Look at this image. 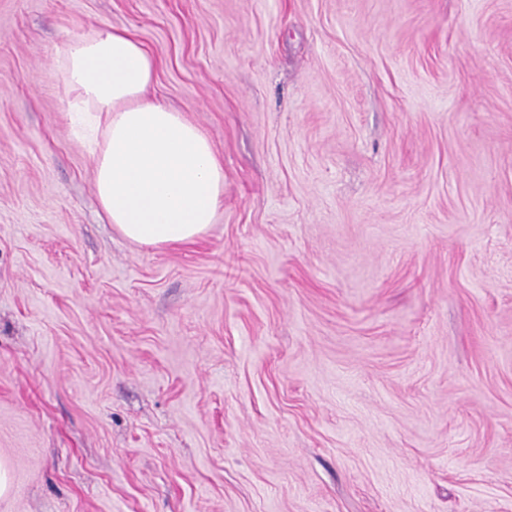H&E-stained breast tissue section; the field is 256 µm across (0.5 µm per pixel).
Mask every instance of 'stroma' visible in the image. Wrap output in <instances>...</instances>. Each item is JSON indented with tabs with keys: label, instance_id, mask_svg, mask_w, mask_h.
Segmentation results:
<instances>
[{
	"label": "stroma",
	"instance_id": "stroma-1",
	"mask_svg": "<svg viewBox=\"0 0 512 512\" xmlns=\"http://www.w3.org/2000/svg\"><path fill=\"white\" fill-rule=\"evenodd\" d=\"M155 61L224 196L99 208L55 72ZM0 512H512V0H0Z\"/></svg>",
	"mask_w": 512,
	"mask_h": 512
}]
</instances>
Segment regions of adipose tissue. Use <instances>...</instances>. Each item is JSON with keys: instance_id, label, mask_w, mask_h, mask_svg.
I'll return each instance as SVG.
<instances>
[{"instance_id": "ef3b65f1", "label": "adipose tissue", "mask_w": 512, "mask_h": 512, "mask_svg": "<svg viewBox=\"0 0 512 512\" xmlns=\"http://www.w3.org/2000/svg\"><path fill=\"white\" fill-rule=\"evenodd\" d=\"M154 68L128 32L99 29L67 44L59 79L108 222L140 245L177 246L213 224L224 167L198 126L147 98Z\"/></svg>"}]
</instances>
